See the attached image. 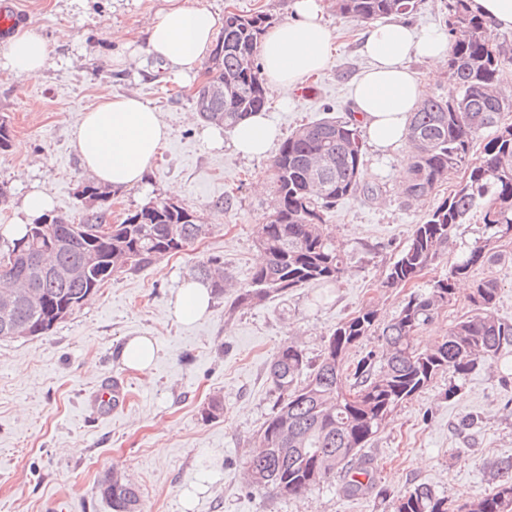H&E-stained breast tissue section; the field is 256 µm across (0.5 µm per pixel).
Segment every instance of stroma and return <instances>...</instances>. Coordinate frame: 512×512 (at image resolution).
I'll return each instance as SVG.
<instances>
[{
	"label": "stroma",
	"mask_w": 512,
	"mask_h": 512,
	"mask_svg": "<svg viewBox=\"0 0 512 512\" xmlns=\"http://www.w3.org/2000/svg\"><path fill=\"white\" fill-rule=\"evenodd\" d=\"M17 26L43 38L48 68L18 79L0 69V115L10 117L11 148L0 153V229L12 223L31 184L55 199L54 212L71 223L90 205L77 196L87 174L71 145L81 112L98 97L136 92L156 106L171 135L151 165L146 182L113 194L110 223L179 188L177 198L212 224L211 234L187 251L105 283L75 314L47 335L0 341V512H110L96 491L99 479L117 470L139 487L144 512H392L393 500L417 484L429 485L449 504L484 495L495 484L498 461L512 458V361L478 366L445 395L438 376L404 402L364 453L373 481L362 494L342 491L343 475L285 497L250 486L248 454L268 418L275 394L268 368L282 344L297 343L310 360L321 355L329 331L359 309H377L390 320L410 291L427 292L456 258L482 238L480 217L453 234L446 254L408 289L383 287L415 224L465 179L457 171L422 206L405 204L396 186L406 174L402 149H367L364 168L378 198L355 195L329 213L327 231L341 248L345 272L333 284L306 286L288 296L231 309V295L214 299L207 317L191 325L169 319L167 309L182 282L202 259L217 256L236 286L249 284L257 267L255 232L269 211L271 157L245 159L207 145L208 126L196 114V82H177L168 67L132 55L112 42L101 23L109 16L129 40L142 43L164 0H13ZM326 16L339 33L333 63L310 79L307 96L287 109L268 98L266 109L289 136L325 116L347 118L348 92L365 67L358 51L361 22ZM188 7L218 13L257 11L282 22L292 0H185ZM126 65L111 69L108 56ZM501 261L478 268L474 278L500 281L498 315L512 322V238L499 243ZM470 285L441 307L415 337L418 348L445 336L469 313ZM154 337L160 346L147 370L121 359L130 336ZM125 385L124 407L95 416L88 395L113 379ZM224 403L221 416L202 409L211 397Z\"/></svg>",
	"instance_id": "obj_1"
}]
</instances>
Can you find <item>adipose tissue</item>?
<instances>
[{
	"instance_id": "1",
	"label": "adipose tissue",
	"mask_w": 512,
	"mask_h": 512,
	"mask_svg": "<svg viewBox=\"0 0 512 512\" xmlns=\"http://www.w3.org/2000/svg\"><path fill=\"white\" fill-rule=\"evenodd\" d=\"M292 9L293 18L272 26L262 42L261 74L283 107L293 103L303 83L331 63L336 50L324 0H293ZM220 24V17L208 9L189 8L184 0H165L147 30L144 51L169 64L175 79L188 80L195 77ZM358 44L368 65L353 80L350 99L367 142L378 151L403 145L409 115L427 95L409 61L416 57L442 65L448 59V33L436 27L419 29L393 17L366 24ZM48 64L46 42L26 29L9 37L0 58V68L17 77L39 75ZM71 135L83 170L119 191L144 183L151 162L169 140L170 129L159 111L139 95L112 94L83 112ZM278 135V126L265 111L235 127H213L208 132L212 147L228 145L248 159L265 156ZM211 299L207 285L185 282L167 314L185 325L195 323L205 315Z\"/></svg>"
}]
</instances>
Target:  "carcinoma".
<instances>
[{
	"instance_id": "cac0c4a2",
	"label": "carcinoma",
	"mask_w": 512,
	"mask_h": 512,
	"mask_svg": "<svg viewBox=\"0 0 512 512\" xmlns=\"http://www.w3.org/2000/svg\"><path fill=\"white\" fill-rule=\"evenodd\" d=\"M416 7L417 0H336L341 15L364 23L408 15ZM271 24L265 13H224L209 72L213 81L233 86L236 93L209 101L199 89L193 105L203 121L231 127L265 108L259 56ZM448 34V75L457 93L427 98L409 117L412 163L405 201L425 202L462 166L469 173L414 226L382 287L404 288L418 278L447 250L453 231L476 212L485 237L428 292L410 294L389 321L379 322L377 310L365 307L336 324L318 361H310L292 342L280 347L268 369L276 401L246 461L247 479L257 488L296 497L353 467L343 491L349 496L363 492L368 485L360 477L370 470L362 450L404 401L440 374L461 378L481 363L497 365L512 356V323L498 316L500 285L491 276L473 283L472 314L455 322L447 336L425 350L412 344L434 312L452 301L458 282L497 261V241L512 232V93L503 84L512 66V42L495 37L490 23L470 10L469 0H448ZM486 130L492 134L473 159L472 143ZM364 164V142L351 118L324 117L288 136L271 164V210L256 230L255 245L265 263L238 291L235 305L284 297L295 288L342 277L344 260L326 232V217L336 202L374 192L360 184ZM84 193L97 209L82 222L47 214L0 253V281L11 283L17 295L12 308L0 310L1 341L50 332L112 279V264L119 261L121 273H135L211 231V225L192 219L194 210L162 200L153 209L129 212L107 236L100 228L108 223L112 190L88 181ZM39 235L56 243L46 257L32 246ZM194 276L214 296H224L228 277L219 259L198 263ZM371 336L381 344L358 360L353 381H344L347 354ZM497 472L491 491L454 508L420 484L397 499L393 512H512V458L501 461ZM97 490L111 512H141L139 488L129 479L119 484L106 473Z\"/></svg>"
}]
</instances>
